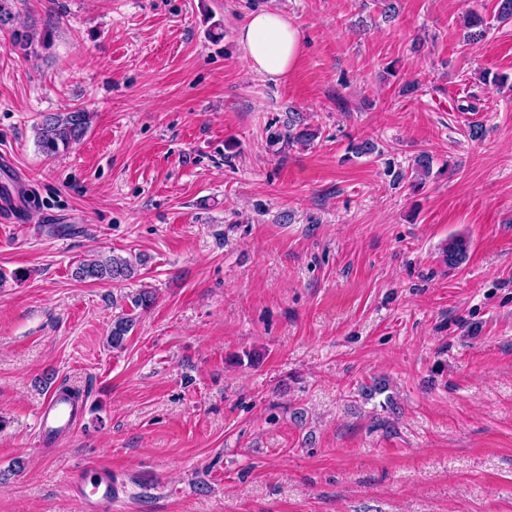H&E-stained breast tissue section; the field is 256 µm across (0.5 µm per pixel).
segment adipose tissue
I'll list each match as a JSON object with an SVG mask.
<instances>
[{"instance_id":"1","label":"adipose tissue","mask_w":512,"mask_h":512,"mask_svg":"<svg viewBox=\"0 0 512 512\" xmlns=\"http://www.w3.org/2000/svg\"><path fill=\"white\" fill-rule=\"evenodd\" d=\"M243 59L250 71L278 81L288 76L301 56L298 29L280 11L253 10L237 32Z\"/></svg>"}]
</instances>
